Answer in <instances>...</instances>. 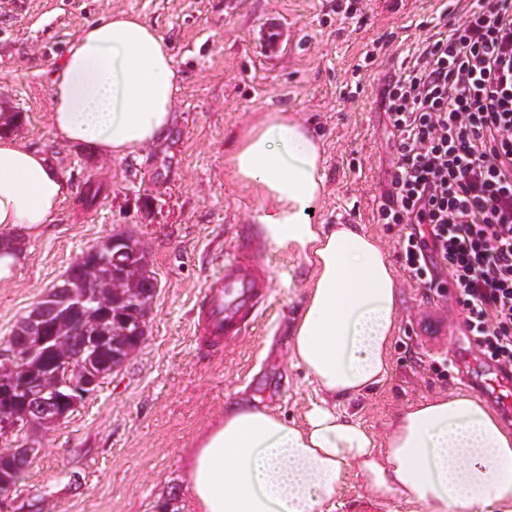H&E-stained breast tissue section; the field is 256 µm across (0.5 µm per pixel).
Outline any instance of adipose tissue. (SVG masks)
<instances>
[{
    "instance_id": "1",
    "label": "adipose tissue",
    "mask_w": 512,
    "mask_h": 512,
    "mask_svg": "<svg viewBox=\"0 0 512 512\" xmlns=\"http://www.w3.org/2000/svg\"><path fill=\"white\" fill-rule=\"evenodd\" d=\"M180 92L169 46L141 16L115 12L73 34L49 81V123L65 146L138 154L165 138ZM0 113V282L25 254L11 231L37 236L68 197L49 154L10 133ZM233 181L265 201L259 217L273 247L311 270L292 327L291 357L321 393L301 418L233 404L191 451L195 512H323L348 465L369 493L419 512H512V427L476 397L420 402L390 424L384 444L336 402L381 384L397 329L398 288L379 243L354 224H316L323 146L288 112H268L237 134L224 158Z\"/></svg>"
}]
</instances>
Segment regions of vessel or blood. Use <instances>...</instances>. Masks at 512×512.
<instances>
[{"mask_svg": "<svg viewBox=\"0 0 512 512\" xmlns=\"http://www.w3.org/2000/svg\"><path fill=\"white\" fill-rule=\"evenodd\" d=\"M257 53L264 62L283 59L292 51L287 20L280 15L266 18L253 34ZM271 296L270 277L262 261L254 235L242 227L235 245L222 257V271L201 290L191 321L196 347L213 358L225 346L249 333L265 314ZM490 393L501 401L512 398V370L501 369L488 382Z\"/></svg>", "mask_w": 512, "mask_h": 512, "instance_id": "b4317fda", "label": "vessel or blood"}]
</instances>
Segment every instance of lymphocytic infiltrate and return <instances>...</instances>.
<instances>
[{"label": "lymphocytic infiltrate", "mask_w": 512, "mask_h": 512, "mask_svg": "<svg viewBox=\"0 0 512 512\" xmlns=\"http://www.w3.org/2000/svg\"><path fill=\"white\" fill-rule=\"evenodd\" d=\"M384 107L400 160L377 211L403 268L449 282L478 351L512 368V0H477L401 67Z\"/></svg>", "instance_id": "obj_1"}]
</instances>
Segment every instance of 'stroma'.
<instances>
[{
  "label": "stroma",
  "instance_id": "1",
  "mask_svg": "<svg viewBox=\"0 0 512 512\" xmlns=\"http://www.w3.org/2000/svg\"><path fill=\"white\" fill-rule=\"evenodd\" d=\"M475 0H0V113L20 115L13 134L50 150L70 195L55 223L19 236L25 259L0 283V338L46 294L82 251L114 233L142 244L157 279L146 335L122 367L60 423L29 430L34 447L18 490L0 512H192L187 460L198 436L244 399L299 416L316 387L290 356L292 320L310 273L271 247L259 195L224 172L235 134L266 112L314 123L324 145V193L312 220L348 217L386 250L399 286L398 330L385 381L340 403L377 440L406 408L449 392L481 396L490 361L466 340L453 288L426 299L403 270L400 228L376 215L399 151L383 89L427 38ZM351 7L341 16L337 6ZM113 11L140 15L169 42L181 93L165 140L137 156L107 158L55 142L48 122L52 64L86 23ZM281 14L299 44L274 65L253 33ZM99 194L85 203L88 186ZM258 231L271 270L270 306L251 336L200 361L189 317L239 226Z\"/></svg>",
  "mask_w": 512,
  "mask_h": 512
}]
</instances>
